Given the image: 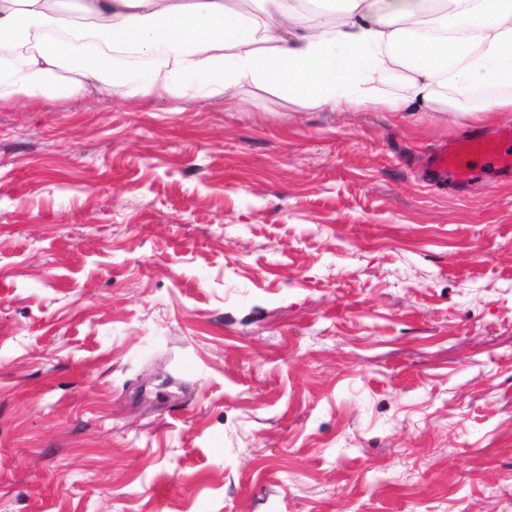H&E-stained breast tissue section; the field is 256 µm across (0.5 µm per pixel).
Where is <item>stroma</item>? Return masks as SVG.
<instances>
[{"label":"stroma","mask_w":512,"mask_h":512,"mask_svg":"<svg viewBox=\"0 0 512 512\" xmlns=\"http://www.w3.org/2000/svg\"><path fill=\"white\" fill-rule=\"evenodd\" d=\"M512 129L244 83L0 106V512H512ZM512 132L506 131L498 140L482 136L444 144L439 150L430 153L426 165L440 181L467 180L471 175L474 159L483 160L490 168L512 169Z\"/></svg>","instance_id":"obj_1"}]
</instances>
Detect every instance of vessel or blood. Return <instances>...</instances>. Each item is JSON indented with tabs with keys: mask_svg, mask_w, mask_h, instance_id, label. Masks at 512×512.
<instances>
[{
	"mask_svg": "<svg viewBox=\"0 0 512 512\" xmlns=\"http://www.w3.org/2000/svg\"><path fill=\"white\" fill-rule=\"evenodd\" d=\"M476 159L491 168L512 169V132H504L496 140L473 136L444 144L430 153L425 162L436 178L445 182L469 179L472 162Z\"/></svg>",
	"mask_w": 512,
	"mask_h": 512,
	"instance_id": "vessel-or-blood-1",
	"label": "vessel or blood"
}]
</instances>
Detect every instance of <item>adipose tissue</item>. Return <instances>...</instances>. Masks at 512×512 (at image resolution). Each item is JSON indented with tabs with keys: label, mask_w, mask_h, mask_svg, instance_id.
Wrapping results in <instances>:
<instances>
[{
	"label": "adipose tissue",
	"mask_w": 512,
	"mask_h": 512,
	"mask_svg": "<svg viewBox=\"0 0 512 512\" xmlns=\"http://www.w3.org/2000/svg\"><path fill=\"white\" fill-rule=\"evenodd\" d=\"M258 14L227 0H0V105L95 90L201 99L250 83L311 109L372 103L484 121L512 112V0H333L306 27L286 0ZM120 54L162 56L166 73L125 71Z\"/></svg>",
	"instance_id": "1"
}]
</instances>
